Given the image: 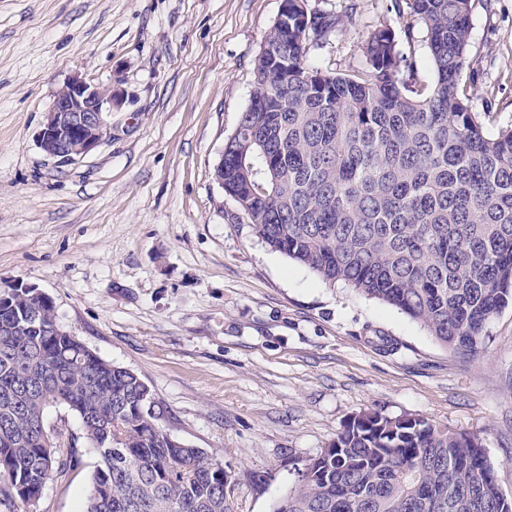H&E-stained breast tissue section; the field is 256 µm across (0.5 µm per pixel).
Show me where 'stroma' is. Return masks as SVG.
Returning <instances> with one entry per match:
<instances>
[{
  "instance_id": "35a3bbf8",
  "label": "stroma",
  "mask_w": 512,
  "mask_h": 512,
  "mask_svg": "<svg viewBox=\"0 0 512 512\" xmlns=\"http://www.w3.org/2000/svg\"><path fill=\"white\" fill-rule=\"evenodd\" d=\"M340 18L310 50L337 74L394 29L417 83L424 26L392 0H307ZM281 0H0V290L49 297L57 321L149 387L159 427L223 464L234 512H271L355 415L424 417L478 436L512 498V304L465 361L423 326L271 251L214 169L254 86ZM122 92L112 137L69 165L38 144L72 75ZM473 111L512 125V0H473ZM78 466L36 512H82L98 457L49 410Z\"/></svg>"
}]
</instances>
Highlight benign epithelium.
I'll return each mask as SVG.
<instances>
[{
    "label": "benign epithelium",
    "instance_id": "benign-epithelium-1",
    "mask_svg": "<svg viewBox=\"0 0 512 512\" xmlns=\"http://www.w3.org/2000/svg\"><path fill=\"white\" fill-rule=\"evenodd\" d=\"M121 93L75 74L58 91L38 134L42 151L62 165L70 164L112 138L107 115Z\"/></svg>",
    "mask_w": 512,
    "mask_h": 512
}]
</instances>
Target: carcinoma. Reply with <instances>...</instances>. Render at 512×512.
<instances>
[{
    "label": "carcinoma",
    "instance_id": "obj_1",
    "mask_svg": "<svg viewBox=\"0 0 512 512\" xmlns=\"http://www.w3.org/2000/svg\"><path fill=\"white\" fill-rule=\"evenodd\" d=\"M288 0L256 57L254 90L224 143V192L274 252L420 322L474 359L512 302V126L486 132L460 88L472 0H397L426 30L435 72L416 87L382 26L368 69L308 61L336 19ZM19 292L0 308V494L34 512L73 455L46 412L80 419L98 456L83 512H233L224 466L170 440L149 387L69 336ZM474 435L423 417L359 414L272 512H512Z\"/></svg>",
    "mask_w": 512,
    "mask_h": 512
}]
</instances>
